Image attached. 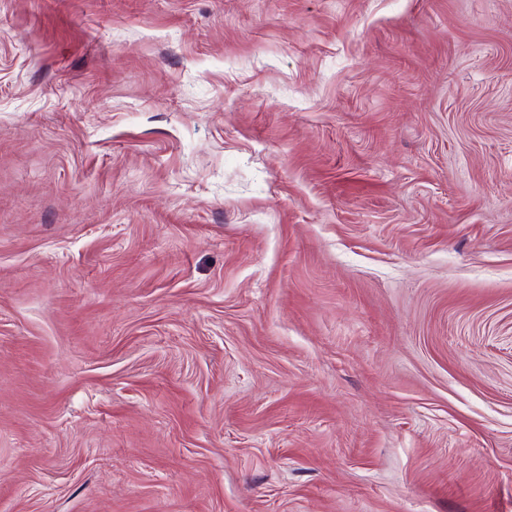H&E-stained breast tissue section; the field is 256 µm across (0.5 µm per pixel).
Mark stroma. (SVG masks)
<instances>
[{"instance_id":"35a3bbf8","label":"stroma","mask_w":512,"mask_h":512,"mask_svg":"<svg viewBox=\"0 0 512 512\" xmlns=\"http://www.w3.org/2000/svg\"><path fill=\"white\" fill-rule=\"evenodd\" d=\"M0 512H512V0H0Z\"/></svg>"}]
</instances>
